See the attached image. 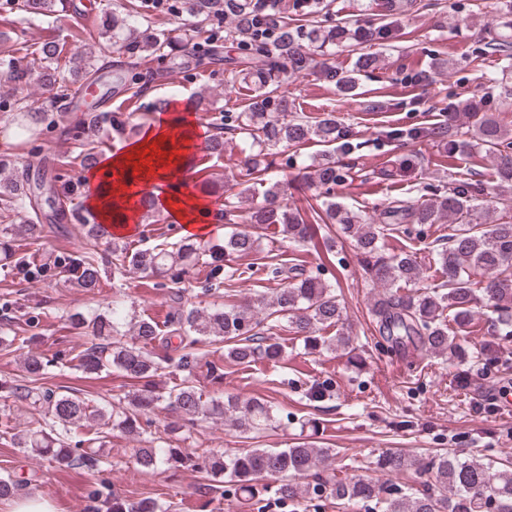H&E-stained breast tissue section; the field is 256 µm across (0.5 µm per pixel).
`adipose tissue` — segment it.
I'll return each mask as SVG.
<instances>
[{
  "label": "adipose tissue",
  "instance_id": "ef3b65f1",
  "mask_svg": "<svg viewBox=\"0 0 512 512\" xmlns=\"http://www.w3.org/2000/svg\"><path fill=\"white\" fill-rule=\"evenodd\" d=\"M195 138V124L188 118L177 121L169 114L160 118L139 141L108 155L90 171L89 181L94 185L90 207L103 223L129 230L131 222L123 210L131 199V184L137 180H167L174 168L187 171ZM163 204L171 221L180 224L184 234L197 235L212 225L213 207L199 196L178 188L166 192Z\"/></svg>",
  "mask_w": 512,
  "mask_h": 512
}]
</instances>
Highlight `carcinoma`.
Listing matches in <instances>:
<instances>
[{
    "label": "carcinoma",
    "mask_w": 512,
    "mask_h": 512,
    "mask_svg": "<svg viewBox=\"0 0 512 512\" xmlns=\"http://www.w3.org/2000/svg\"><path fill=\"white\" fill-rule=\"evenodd\" d=\"M54 0H0V15L19 21L52 12ZM416 6V0L384 4L380 25L364 28L350 19L327 23L325 0H297L303 23L293 24L278 11L257 23L258 0H184L180 34L172 37L153 25L147 16L133 8L126 13L106 16L97 31V45L104 51L115 48L136 60L151 56L172 60L197 36H204V49L197 64L224 62L231 81L250 90L240 112L218 111L212 117L219 129L206 145V157L224 154V130L239 135L246 153L239 170L231 174L225 190L223 218L228 223L241 219L253 226H275L288 241L303 247L314 242L322 224H336L361 256L363 270L372 282L387 288L374 301L371 314L378 332L391 344L409 341L414 349L432 357L463 355V334L474 319L475 307L490 313L491 323L501 336H512V125L500 122L484 104L471 99L448 104V122L444 127L395 128L388 132L394 141H432L443 156L456 158L483 152L497 161L498 201L508 219L498 222L478 212L476 202L485 195L482 183L470 178L458 180L450 189L433 187L431 198L415 203L394 200L383 206L379 222L370 221L362 211L336 201V185L345 180L343 167L332 154L349 153L352 130L343 125L336 112L316 116L292 111L280 89L288 78L304 70L315 55L326 56L336 49L358 54L357 71L377 67L378 57L361 52L362 44L387 40L398 31L395 12ZM487 49L512 59V35L494 33ZM16 51L0 52L3 78L15 87L36 86L53 91L65 99L71 85L84 79L97 80V67L90 56L73 54L60 64L59 50L52 41L38 45L36 55L23 67L15 63ZM326 79L335 82L337 91L348 95L356 89L357 79L324 69ZM165 110L157 101L152 109L129 112H89L74 127L81 164L92 169L100 163V147L112 139L131 145L141 138L154 113ZM7 119L18 121L31 135L56 118L38 105V101L16 103ZM315 143L323 150L310 164L303 166L304 179L320 189L321 203L309 209L288 204L286 181H275L262 193L263 201L247 213L240 210V199L256 185L267 181L272 158L286 155L285 165L292 166L296 155L288 150ZM47 188L45 202L58 224H43L42 207L29 168L18 170L14 160L0 156V262L35 274L60 268L71 286L86 292L100 287L102 268L99 245H111L112 288L121 289L127 274L136 272L146 279L162 278L161 287L170 289L171 312L165 327L153 319L131 314L123 317L121 302L112 301V313L84 315L74 313L67 322L74 330L93 336L101 343L73 347L78 367L86 373L112 368L132 381L133 388L108 404H100L77 393L60 394L38 385L39 376L51 363L43 352L32 347L27 336H0V351L8 354L25 350L20 374L0 383V390L35 408L41 409L44 425L14 434L17 448L32 458L46 459L61 466L97 469L105 442L89 440L82 452L70 447L71 428L102 421L127 435H139L141 420L159 411H171L181 417H204L224 421L241 435L258 434L272 427L276 411L264 399L243 401L227 394L224 400L207 401L200 378L217 382L224 378V367L202 361L194 350L203 345H224V361L232 366L250 367L257 363L276 365L286 357L284 329L291 330L308 350L347 347V311L333 285L319 276L304 275L299 265H287L277 255H266L257 270L276 280L289 274L288 285L276 289L274 296H260L241 303H213L207 306L191 301L193 275L201 265L209 268L204 292L218 298L229 293L247 271L232 265L243 256L259 253L260 240L252 232L235 230L224 237V244L204 249L194 239L184 237L164 241L146 249L128 248L107 225L99 222L84 205L74 201V186H64L59 178L43 179ZM141 219L154 217L158 197L141 196ZM453 225L448 242L436 251L445 280L441 285L419 294L400 295L401 283L420 278L421 270L413 255L401 250L388 258L379 255V240L385 231L409 233V227L424 231L432 224ZM62 231L80 239V249L53 265L35 264L15 247V240L40 241L45 233ZM483 280H475L477 275ZM339 326L342 332L326 337V327ZM166 344V355L155 356L151 349ZM178 356H173L172 352ZM206 368V374L198 370ZM172 379L162 385L157 379ZM333 396V379L316 380L309 389V399L320 402ZM176 430L170 424L157 431L147 445L137 448L134 463L150 474L160 466L193 467L224 484L222 496L232 498L249 512H265V495L292 507L291 512H320L322 502L336 500L345 505H359L365 512H512V463L504 461L496 469L477 458L460 460L448 452L417 457L399 450H386L376 459V470L386 475L413 471L434 479V485L422 482V489L392 481L378 483L365 477L340 478L332 467L337 455L334 448L296 446L292 448H252L240 454L184 453L170 447L164 434ZM112 512H163L158 500L112 498Z\"/></svg>",
    "instance_id": "carcinoma-1"
}]
</instances>
